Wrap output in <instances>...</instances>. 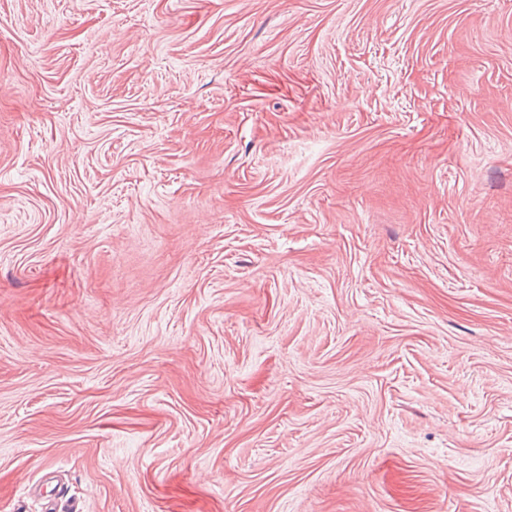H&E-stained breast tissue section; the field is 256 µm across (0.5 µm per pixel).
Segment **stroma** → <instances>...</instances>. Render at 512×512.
<instances>
[{"instance_id":"obj_1","label":"stroma","mask_w":512,"mask_h":512,"mask_svg":"<svg viewBox=\"0 0 512 512\" xmlns=\"http://www.w3.org/2000/svg\"><path fill=\"white\" fill-rule=\"evenodd\" d=\"M512 512V0H0V512Z\"/></svg>"}]
</instances>
